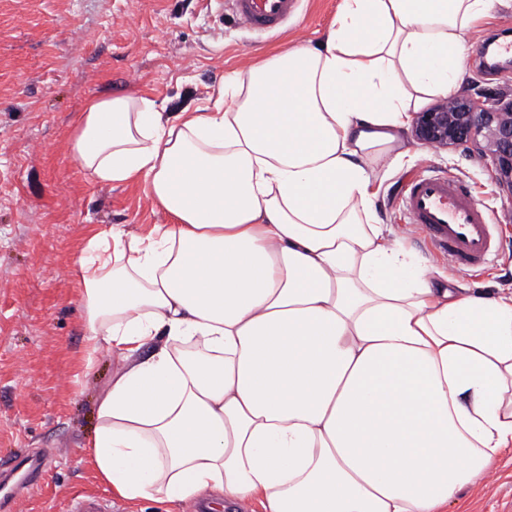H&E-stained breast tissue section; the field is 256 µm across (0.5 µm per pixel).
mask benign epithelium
Wrapping results in <instances>:
<instances>
[{
	"label": "benign epithelium",
	"mask_w": 512,
	"mask_h": 512,
	"mask_svg": "<svg viewBox=\"0 0 512 512\" xmlns=\"http://www.w3.org/2000/svg\"><path fill=\"white\" fill-rule=\"evenodd\" d=\"M414 136L426 145L467 150L485 137L497 181L512 194V101L485 108L469 96H456L418 113Z\"/></svg>",
	"instance_id": "benign-epithelium-1"
}]
</instances>
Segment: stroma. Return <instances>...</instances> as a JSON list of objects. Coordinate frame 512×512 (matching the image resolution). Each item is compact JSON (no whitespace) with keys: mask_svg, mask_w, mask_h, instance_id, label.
Masks as SVG:
<instances>
[{"mask_svg":"<svg viewBox=\"0 0 512 512\" xmlns=\"http://www.w3.org/2000/svg\"><path fill=\"white\" fill-rule=\"evenodd\" d=\"M341 0H300L281 31H245L223 0H0V459L48 452L40 482L13 512H64L74 495L120 512H192L191 507L114 495L88 462L95 403L112 374L107 352H90L76 258L93 234L146 231L170 223L137 182L103 187L87 179L69 144L87 104L128 91L162 112L214 109L234 73L287 46L322 42ZM512 24V0H492L471 31L459 93L492 106L512 98V66L481 72L486 44ZM378 190L381 224L432 275L453 288L512 290V200L489 157L410 140ZM444 171L462 178L493 210L491 264L459 270L403 215L406 182ZM448 512H512V465L499 463L464 489Z\"/></svg>","mask_w":512,"mask_h":512,"instance_id":"35a3bbf8","label":"stroma"}]
</instances>
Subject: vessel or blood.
Instances as JSON below:
<instances>
[{"instance_id":"vessel-or-blood-1","label":"vessel or blood","mask_w":512,"mask_h":512,"mask_svg":"<svg viewBox=\"0 0 512 512\" xmlns=\"http://www.w3.org/2000/svg\"><path fill=\"white\" fill-rule=\"evenodd\" d=\"M239 24L252 32H275L294 15L299 0H232ZM404 206L412 224L424 232L451 265L475 268L493 255L489 209L478 203L455 176L413 179ZM67 512H112L111 501L96 496L73 498Z\"/></svg>"}]
</instances>
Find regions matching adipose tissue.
Returning <instances> with one entry per match:
<instances>
[{
	"label": "adipose tissue",
	"mask_w": 512,
	"mask_h": 512,
	"mask_svg": "<svg viewBox=\"0 0 512 512\" xmlns=\"http://www.w3.org/2000/svg\"><path fill=\"white\" fill-rule=\"evenodd\" d=\"M489 0H342L325 41L231 77L215 112L93 101L98 184L172 217L77 258L115 368L89 444L130 502L446 512L512 447V291L454 290L385 234L380 174L462 81Z\"/></svg>",
	"instance_id": "ef3b65f1"
}]
</instances>
